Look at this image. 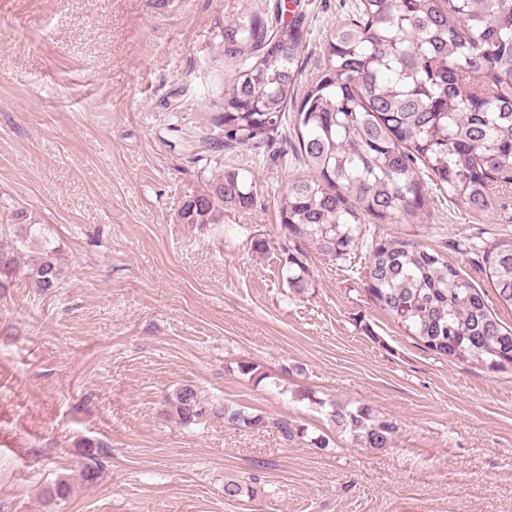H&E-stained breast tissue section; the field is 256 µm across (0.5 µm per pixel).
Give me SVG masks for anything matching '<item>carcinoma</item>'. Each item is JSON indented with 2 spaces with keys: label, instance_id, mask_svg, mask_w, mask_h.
I'll use <instances>...</instances> for the list:
<instances>
[{
  "label": "carcinoma",
  "instance_id": "cac0c4a2",
  "mask_svg": "<svg viewBox=\"0 0 512 512\" xmlns=\"http://www.w3.org/2000/svg\"><path fill=\"white\" fill-rule=\"evenodd\" d=\"M308 31L302 15L274 25L257 13L224 22V57L249 64L224 89L213 116L214 148L273 139L293 108L298 160L308 174L288 182L278 213L286 240L337 261L368 249L371 300L425 349L451 361L497 370L512 366V325L487 293L441 253L411 239L367 243L365 225L420 219L425 169L451 203L478 221L512 197V0H356L352 17L327 36L325 63L302 84ZM254 186L236 168L184 201L183 224H215L219 210L249 208ZM0 243V288L15 272L17 244ZM288 285L301 292L309 272L288 257ZM483 272L498 303L512 310V237L485 248ZM27 275L46 292L59 287L54 253L30 256ZM163 413L179 424L211 414L251 426L260 419L202 400L184 384ZM332 420L366 448H388L396 422L359 406L332 404Z\"/></svg>",
  "mask_w": 512,
  "mask_h": 512
}]
</instances>
